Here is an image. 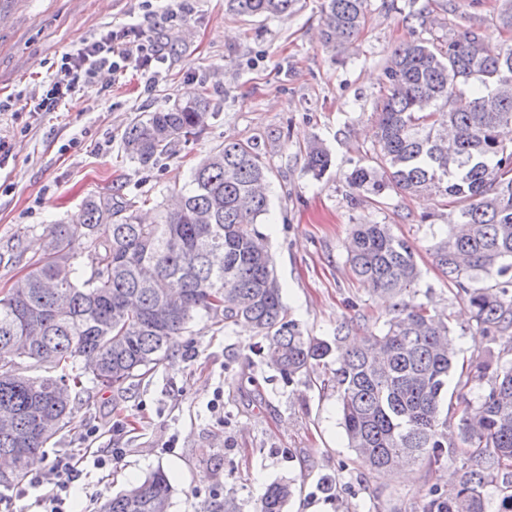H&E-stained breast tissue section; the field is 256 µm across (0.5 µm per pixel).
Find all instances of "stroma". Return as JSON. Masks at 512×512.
Masks as SVG:
<instances>
[{"mask_svg":"<svg viewBox=\"0 0 512 512\" xmlns=\"http://www.w3.org/2000/svg\"><path fill=\"white\" fill-rule=\"evenodd\" d=\"M367 0L360 34L332 50L320 37L322 0H298L287 17H239L226 0H181L169 20L163 0H0V293L41 254L48 225L75 214L88 194L110 191L151 212L179 190L212 149L228 140L258 144L271 169L268 238L283 302L304 333L332 337L348 324L351 340L378 330L390 304L363 286L347 263L352 225L387 224L413 244L421 301L447 315L459 360L512 353L483 336L456 287L436 268L432 246L448 229L446 197L352 190L348 172L370 163L373 112L388 87L386 63L399 45L421 38L413 11L429 6L432 36L461 22L481 28L491 51L512 45L499 27L504 0ZM135 30L156 42L163 62L129 61L48 112L35 111L65 53L108 31ZM209 89L215 107L201 131L157 165L126 159L129 124ZM320 139L332 164L322 177L305 169V147ZM249 329L208 319L191 324L172 358L123 391L93 390L75 402L70 428L40 459L84 458L64 508L100 504L163 469L170 512H212L231 498L253 512L268 484L292 481L289 512H421L431 490L456 486L454 463L416 464L369 473L355 462L340 425L326 368L286 381L255 355ZM111 448L119 460L94 466ZM332 481L324 491V481Z\"/></svg>","mask_w":512,"mask_h":512,"instance_id":"stroma-1","label":"stroma"}]
</instances>
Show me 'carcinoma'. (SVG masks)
<instances>
[{
  "label": "carcinoma",
  "mask_w": 512,
  "mask_h": 512,
  "mask_svg": "<svg viewBox=\"0 0 512 512\" xmlns=\"http://www.w3.org/2000/svg\"><path fill=\"white\" fill-rule=\"evenodd\" d=\"M296 0H228L249 18L286 16ZM366 0H324L327 46L351 43ZM485 35L464 26L446 42L398 46L376 107L377 151L354 167L355 190L380 195L438 193L453 204L449 232L432 247L436 267L462 293L477 327L512 346V46L490 54ZM212 113L207 92L130 124L123 147L130 161L155 165L195 136ZM332 162L317 140L306 168L321 177ZM269 168L256 144L227 141L194 169L157 220L141 222L111 193L86 197L66 224L48 226L42 255L0 296V458L28 477L31 457L71 423L70 385L122 389L172 354L197 317L240 324L261 338L258 352L286 379L333 366L341 426L356 462L369 472L401 464L432 466L462 459L457 491L431 492L422 512H512V360L481 356L461 370L465 389L491 376L473 414L464 409L448 435V378L456 347L448 317L417 300L415 248L387 224H356L347 260L361 282L392 304L390 318L356 347L345 327L328 340L306 336L288 318L272 256L257 229L269 212ZM31 361L60 371L31 377ZM172 487L158 470L103 502L99 512H169ZM294 488L270 484L256 512H285Z\"/></svg>",
  "instance_id": "obj_1"
}]
</instances>
